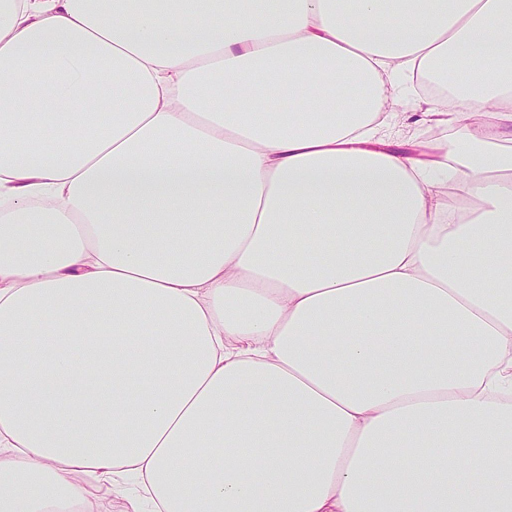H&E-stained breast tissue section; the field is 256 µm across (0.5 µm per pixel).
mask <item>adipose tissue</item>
Returning a JSON list of instances; mask_svg holds the SVG:
<instances>
[{"label":"adipose tissue","instance_id":"obj_1","mask_svg":"<svg viewBox=\"0 0 512 512\" xmlns=\"http://www.w3.org/2000/svg\"><path fill=\"white\" fill-rule=\"evenodd\" d=\"M101 485L512 512V0H0V512ZM398 104L394 107L393 112H419L411 118L408 123L399 122L393 130V138L400 142H408L416 148H423L428 144L435 142H453L459 140V134L456 126L450 122L448 124H437L429 121H419L413 123L414 120L422 117V110L418 107L421 104L419 99L413 102L405 95L399 97L394 93ZM423 108L425 106L421 104ZM404 124V125H403Z\"/></svg>","mask_w":512,"mask_h":512}]
</instances>
